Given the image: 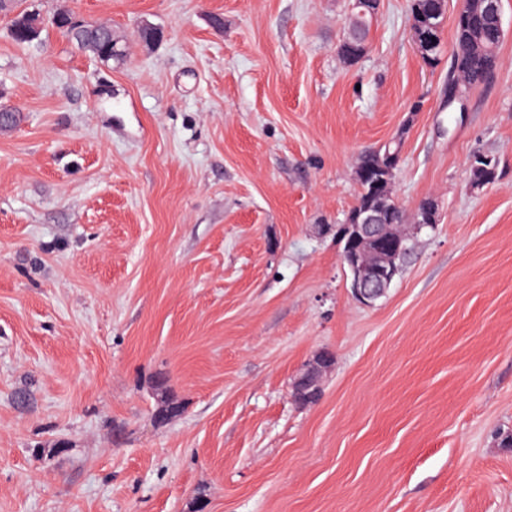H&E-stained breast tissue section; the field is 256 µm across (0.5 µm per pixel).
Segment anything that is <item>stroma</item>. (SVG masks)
I'll use <instances>...</instances> for the list:
<instances>
[{"label": "stroma", "instance_id": "1", "mask_svg": "<svg viewBox=\"0 0 512 512\" xmlns=\"http://www.w3.org/2000/svg\"><path fill=\"white\" fill-rule=\"evenodd\" d=\"M349 5L28 0L112 26L120 65L0 17V512H512V0L462 112L409 0L354 64ZM394 140V197L439 220L366 305L330 227ZM334 359L330 351L322 350L309 359L293 382L294 398L302 392L322 393L323 377L332 369Z\"/></svg>", "mask_w": 512, "mask_h": 512}]
</instances>
